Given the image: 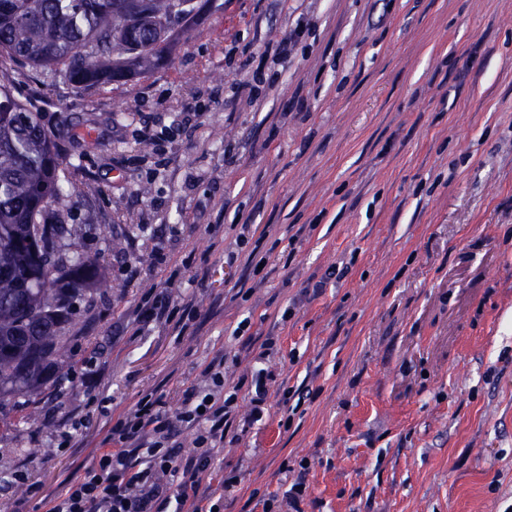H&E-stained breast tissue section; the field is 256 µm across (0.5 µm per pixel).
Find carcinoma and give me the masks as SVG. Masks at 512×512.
Here are the masks:
<instances>
[{
	"label": "carcinoma",
	"instance_id": "1",
	"mask_svg": "<svg viewBox=\"0 0 512 512\" xmlns=\"http://www.w3.org/2000/svg\"><path fill=\"white\" fill-rule=\"evenodd\" d=\"M198 0H0V57L78 88L145 76L171 59ZM52 133L0 78V406L65 378L77 301L107 287L81 252L56 258L54 208L70 198Z\"/></svg>",
	"mask_w": 512,
	"mask_h": 512
}]
</instances>
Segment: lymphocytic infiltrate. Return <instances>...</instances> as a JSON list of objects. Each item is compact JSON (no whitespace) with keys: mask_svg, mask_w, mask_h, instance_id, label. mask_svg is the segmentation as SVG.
<instances>
[{"mask_svg":"<svg viewBox=\"0 0 512 512\" xmlns=\"http://www.w3.org/2000/svg\"><path fill=\"white\" fill-rule=\"evenodd\" d=\"M237 394L224 384V358L213 357L200 378L182 392L181 405L167 412L161 397L148 393L108 429L100 449L83 471L72 472L63 491L44 496L47 512H220L232 480H215L214 460L224 446ZM193 435L183 454L175 439Z\"/></svg>","mask_w":512,"mask_h":512,"instance_id":"1","label":"lymphocytic infiltrate"}]
</instances>
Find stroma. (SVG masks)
<instances>
[{"label": "stroma", "instance_id": "obj_1", "mask_svg": "<svg viewBox=\"0 0 512 512\" xmlns=\"http://www.w3.org/2000/svg\"><path fill=\"white\" fill-rule=\"evenodd\" d=\"M297 27L274 88L237 95L241 48ZM0 72L108 283L64 353L97 362V397L68 380L0 412V512L61 493L143 394L176 410L219 353L246 426L215 460L223 512H291L300 479L302 512H512V0H223L147 76ZM148 293L191 304L185 332L134 321Z\"/></svg>", "mask_w": 512, "mask_h": 512}]
</instances>
